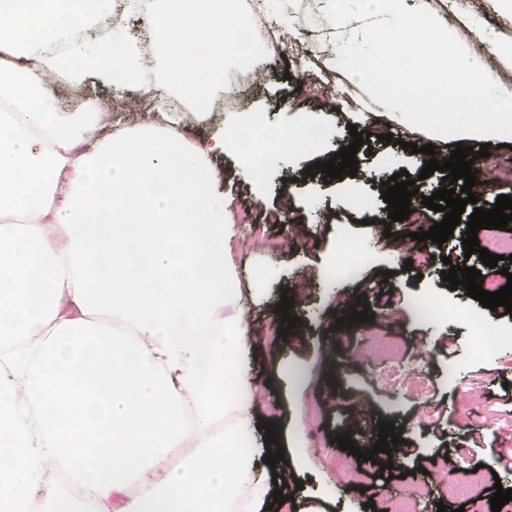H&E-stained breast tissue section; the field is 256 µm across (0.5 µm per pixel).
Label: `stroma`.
<instances>
[{"instance_id":"obj_1","label":"stroma","mask_w":512,"mask_h":512,"mask_svg":"<svg viewBox=\"0 0 512 512\" xmlns=\"http://www.w3.org/2000/svg\"><path fill=\"white\" fill-rule=\"evenodd\" d=\"M328 27L325 20L290 25L286 51L267 57L262 72L249 91L247 111L261 113L271 124L291 118V105L318 121L328 135L317 151L285 156L268 170L263 206H256L253 187L232 161L224 163V191L234 209H252L257 221L284 246L271 251L248 225L238 227L236 261L244 274L252 299L243 309L251 328V340L243 361L249 365L261 397L260 417L275 420L285 435L302 425L305 455L297 464L300 495L323 497L334 492L329 512H386L395 498L417 493V512H433L446 500L441 487L427 471L443 463L448 469L479 468L477 499L448 502L451 512L466 507L472 512L478 501L491 497L494 484L512 486V473L502 472L496 457L512 450V364L497 356L474 357L477 338L474 323L512 336V315L493 310L467 296L464 288L449 290L441 280L444 258L453 264L471 263L483 277L494 271L483 266L478 254L463 257V226L437 250L438 258L422 271L405 270L408 243L405 238L372 243V223L388 218L382 184L390 176L409 172L420 195L431 196L445 184L442 172L429 178L419 173L428 155L413 154L407 143L426 140L410 125L391 118L388 106L372 102L365 113L354 112L337 93L346 78L343 66L325 62L322 46ZM319 74L323 94L308 95L307 73ZM61 107L80 101L110 108L114 123L127 122L129 111H146L150 98L139 83L123 92L87 82L81 91L50 84ZM364 134V146L356 154L358 172L343 180L306 175L307 165L326 161L349 145V126ZM393 134V142L382 139ZM356 196L359 206L345 204ZM373 253L372 263L355 280L328 283L324 270L337 246ZM295 294L300 336L286 339L277 331L283 291ZM364 298L371 320L336 331L338 298ZM434 303L447 308L464 307L472 321L460 322L439 314L424 318L419 307ZM394 342L412 356L429 379L431 392L424 400L406 391L378 384L382 366L379 347ZM458 378L449 382L448 369ZM404 426L405 443L396 453L389 476L379 470H362L359 483H348L342 468L350 453L332 444V437L349 434L359 409Z\"/></svg>"}]
</instances>
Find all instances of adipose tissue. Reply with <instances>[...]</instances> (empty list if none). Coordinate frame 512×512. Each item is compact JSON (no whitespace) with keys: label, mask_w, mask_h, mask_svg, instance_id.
I'll list each match as a JSON object with an SVG mask.
<instances>
[{"label":"adipose tissue","mask_w":512,"mask_h":512,"mask_svg":"<svg viewBox=\"0 0 512 512\" xmlns=\"http://www.w3.org/2000/svg\"><path fill=\"white\" fill-rule=\"evenodd\" d=\"M405 0H324L329 32L355 54L383 34L372 91L431 133L512 139V93L452 41L413 39L433 18ZM138 14L149 44L128 32ZM224 0H0V512H267L296 471L258 466L242 362L249 328L227 213L231 158L262 192L282 156L316 150L305 113L278 129L238 116L189 140L161 107L113 125L104 106L60 111L48 81L118 89L152 48L198 109L224 86V54L247 58ZM479 95L419 106L423 76ZM192 451L172 462L175 449Z\"/></svg>","instance_id":"adipose-tissue-1"}]
</instances>
